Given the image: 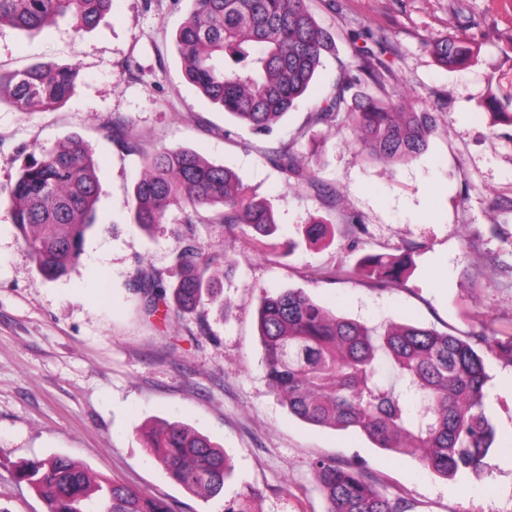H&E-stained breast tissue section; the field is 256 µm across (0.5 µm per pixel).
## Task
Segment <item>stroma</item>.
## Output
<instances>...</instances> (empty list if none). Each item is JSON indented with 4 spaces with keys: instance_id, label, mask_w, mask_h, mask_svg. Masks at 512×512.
Listing matches in <instances>:
<instances>
[{
    "instance_id": "obj_1",
    "label": "stroma",
    "mask_w": 512,
    "mask_h": 512,
    "mask_svg": "<svg viewBox=\"0 0 512 512\" xmlns=\"http://www.w3.org/2000/svg\"><path fill=\"white\" fill-rule=\"evenodd\" d=\"M336 52L272 134L258 136L188 81L174 36L191 0H114L79 34L70 17L36 35L0 27V69L36 62L76 65L71 98L53 110L0 106V512H47L18 481V463L54 454L167 501L173 512H224L175 483L139 431L182 421L220 445L233 466L224 497L258 489L252 512H326L313 463L358 465L410 512H512V360L485 356V412L496 437L477 471L446 479L419 455L376 448L352 431L306 424L289 413L266 376L258 329L263 291L300 288L328 310L369 324L413 322L466 337H498L512 324V123L495 119L490 97L512 94V0H309ZM455 34L478 49L469 64L441 68L429 44ZM391 74L361 92L383 98L406 86L414 111L432 112L437 131L407 164L357 155L347 122L327 128L310 115L361 51ZM124 120L140 150L113 142L105 124ZM71 136L91 147L101 194L96 225L79 263L57 280L35 268L17 236L8 191L30 154ZM335 189L328 207L307 186L286 188L269 152L286 142ZM189 149L236 172L274 213L278 257L259 250L250 229L193 225L202 252L219 249L214 274L223 307L170 318L145 316L128 282L136 266L179 278L175 234L185 212L170 207L152 231L131 220L142 157ZM358 217V249L346 223ZM331 225L307 239L313 222ZM410 249L401 287L352 275L362 254Z\"/></svg>"
}]
</instances>
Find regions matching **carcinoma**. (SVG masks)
<instances>
[{
	"instance_id": "carcinoma-1",
	"label": "carcinoma",
	"mask_w": 512,
	"mask_h": 512,
	"mask_svg": "<svg viewBox=\"0 0 512 512\" xmlns=\"http://www.w3.org/2000/svg\"><path fill=\"white\" fill-rule=\"evenodd\" d=\"M113 0H0V25L31 34L55 17L69 15L79 31L93 29L112 10ZM308 0H192L175 42L188 80L211 103L257 135L274 126L307 91L334 49L333 37L320 28ZM431 52L445 67L469 63L475 49L448 35ZM384 63L369 51L344 71L336 91L311 116L312 125L333 127L340 114L352 127L362 155L406 163L420 156L436 133L430 112L410 111L402 96L384 99L345 91L369 79L384 86ZM76 70L34 63L0 70V102L21 111L51 109L70 97ZM112 139L138 152L124 124L112 123ZM269 161L288 184H305L336 202V194L310 173L294 145L272 151ZM100 183L92 149L69 137L32 157L8 192L14 226L33 263L48 279L66 275L80 260L86 234L96 221ZM133 223L150 229L167 209L186 210L185 223L214 211L212 222L245 224L263 253L277 246L267 237L275 222L270 207L247 194L236 173L189 149L162 150L143 158L133 188ZM177 283L168 288L154 271L137 267L129 283L144 313L159 305L191 313L220 302V288L209 276L222 253L203 254L192 231L177 235ZM412 264L398 257L368 254L352 274L384 279L398 286ZM266 375L277 396L296 417L317 426L354 430L386 450L413 448L424 466L449 479L481 467L494 441L484 410L489 381L485 353L498 349L512 357V335L490 342L484 334L461 338L414 323L370 327L331 313L302 289L264 292L258 312ZM147 451L186 490L214 498L229 472L224 450L191 426L173 422L141 432ZM326 512H408L368 481L359 467L332 459L315 462ZM16 476L46 501L48 512H172L151 493L116 480L91 478L88 470L62 455L25 461ZM257 495L248 487L224 501V512H249Z\"/></svg>"
}]
</instances>
